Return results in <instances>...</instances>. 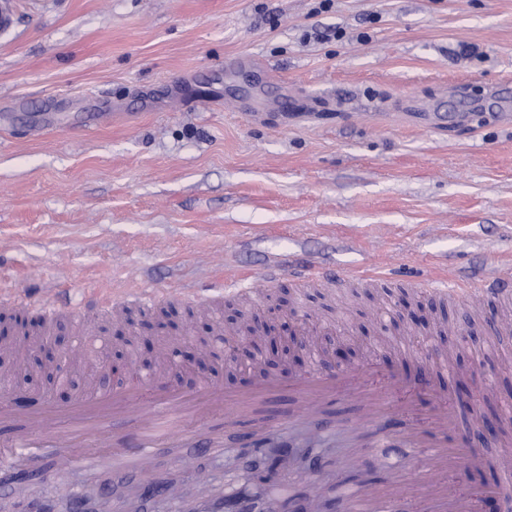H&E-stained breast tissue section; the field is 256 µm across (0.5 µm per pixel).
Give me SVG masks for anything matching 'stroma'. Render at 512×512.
Segmentation results:
<instances>
[{
  "mask_svg": "<svg viewBox=\"0 0 512 512\" xmlns=\"http://www.w3.org/2000/svg\"><path fill=\"white\" fill-rule=\"evenodd\" d=\"M0 30V276L74 301L137 281L152 290L258 270L277 254L339 274L378 266L397 284L306 291L282 279L243 302L223 298L224 318L300 325L306 310L348 327L321 326L299 361L262 352L233 365L215 355L208 310L171 299L100 318V338L122 359L154 361L167 348L180 379L224 387L264 373L288 380L317 352L345 344L351 362L377 346L376 309L417 322L404 377L426 370L433 340L452 344L454 378L431 375L459 418L494 427L512 404V371L484 348L486 329L459 303H436L410 285L440 271L468 276L512 256V0H11ZM29 392L65 403L103 386L76 373L48 389L31 357L4 360ZM494 376V394L469 406L466 389ZM247 421L222 425L223 452L185 449L149 471L90 466L59 473L47 453L30 463L20 493L0 492L10 512L26 496L57 500L99 491L139 512H173L147 485L200 493L192 471L231 489L269 467L243 453ZM318 466L282 470L275 490H347L404 478V457L366 455L337 472L336 451Z\"/></svg>",
  "mask_w": 512,
  "mask_h": 512,
  "instance_id": "obj_1",
  "label": "stroma"
}]
</instances>
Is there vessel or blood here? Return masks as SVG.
I'll return each mask as SVG.
<instances>
[{
  "mask_svg": "<svg viewBox=\"0 0 512 512\" xmlns=\"http://www.w3.org/2000/svg\"><path fill=\"white\" fill-rule=\"evenodd\" d=\"M286 274L304 288H332L340 281L339 274L283 258L255 273L245 288L232 277L206 288L184 283L163 293L122 288L81 304L65 301L46 305L40 313L50 323L59 313L69 312L89 336L99 315L108 311L120 317L131 303L150 307L181 299L207 304L226 292L249 299L273 287ZM421 288L437 302H465L469 311L484 321L490 346L512 341V261L473 280L464 282L452 273L424 282ZM284 388L300 400L296 417L287 418V425L315 416L327 402L345 400L361 410L357 430L375 432V444L380 448L398 442L418 475L410 486L398 479L380 487L348 491L343 512H478L476 496L448 484L449 478L460 471L477 470L487 463L483 454L470 449L468 437L458 428L454 406L446 397L432 394L429 384L411 383L375 359L338 369L318 367L285 385L273 377H260L244 387L227 390L205 379L182 386L171 384L165 376L146 377L132 372L117 386L91 392L65 405L48 400L30 409L4 397L0 400V425L15 422L19 429L0 435V484L26 474L29 460L23 451L27 448L61 450L72 465L94 455L116 465L148 469L162 449L199 441L217 417L235 421L252 404ZM427 395L433 402L425 411V425L407 427L394 440L379 433V426L390 416L422 412L417 401ZM120 421L131 425L121 447L113 438V425ZM501 442L494 463L503 480L497 483L495 492L501 498L503 512H512V434H504ZM167 495L180 501L185 512H221L223 507L219 497L186 500L175 488L168 489Z\"/></svg>",
  "mask_w": 512,
  "mask_h": 512,
  "instance_id": "1",
  "label": "vessel or blood"
}]
</instances>
